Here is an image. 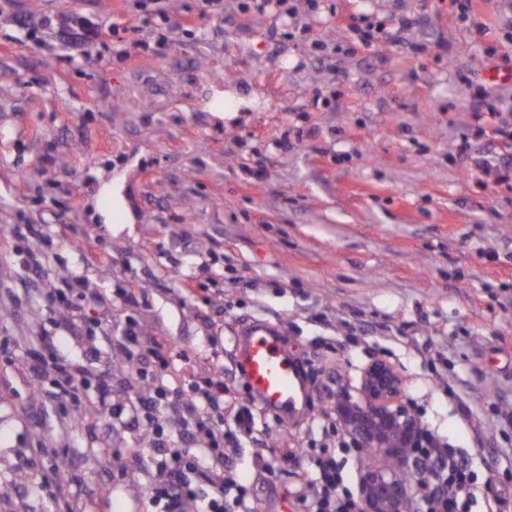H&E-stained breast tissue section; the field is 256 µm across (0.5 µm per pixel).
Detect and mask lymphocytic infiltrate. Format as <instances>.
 Returning <instances> with one entry per match:
<instances>
[{"label":"lymphocytic infiltrate","mask_w":512,"mask_h":512,"mask_svg":"<svg viewBox=\"0 0 512 512\" xmlns=\"http://www.w3.org/2000/svg\"><path fill=\"white\" fill-rule=\"evenodd\" d=\"M125 358L133 368H141L158 357L163 344L154 336L143 335L134 321H127L121 336ZM29 374L34 384L54 376L60 400L77 398L85 385L87 371L78 361L60 357L54 339L46 337L30 355ZM158 385L125 404L112 401V365L97 369V399L91 415L119 421L131 428L158 421L168 409H176L180 422L160 433L153 447L141 449L140 457L154 471L148 490L155 512H188L190 501L200 500L202 512H249L248 489L236 473L235 451L251 434L247 412L226 399L223 372H215L205 388L184 396L169 387L164 373H157ZM415 456L428 466L427 477L435 494L424 512H469L477 495L492 497L494 512H512V498L492 485L477 487L472 463L449 447L418 448ZM306 482L314 493L301 497V512H357L355 496L345 485L344 466L335 453L322 450L312 457L306 469ZM205 484V497H197L195 485Z\"/></svg>","instance_id":"lymphocytic-infiltrate-1"}]
</instances>
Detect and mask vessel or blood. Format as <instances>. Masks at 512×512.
Returning <instances> with one entry per match:
<instances>
[{"instance_id": "vessel-or-blood-1", "label": "vessel or blood", "mask_w": 512, "mask_h": 512, "mask_svg": "<svg viewBox=\"0 0 512 512\" xmlns=\"http://www.w3.org/2000/svg\"><path fill=\"white\" fill-rule=\"evenodd\" d=\"M237 368L253 399L277 415H296L306 398L299 365L285 351L277 325L255 321L242 328Z\"/></svg>"}]
</instances>
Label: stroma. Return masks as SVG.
Instances as JSON below:
<instances>
[{"label":"stroma","mask_w":512,"mask_h":512,"mask_svg":"<svg viewBox=\"0 0 512 512\" xmlns=\"http://www.w3.org/2000/svg\"><path fill=\"white\" fill-rule=\"evenodd\" d=\"M250 2L224 0L220 18L198 0H164L161 15L137 0L0 12V512H146L151 471L133 454L147 427L92 418V377L86 400L59 408L53 378L34 391L27 366L44 336L71 360L95 347L126 402L141 389L119 348L130 317L166 342L184 394L220 369L252 412L236 463L254 512H297L310 488L295 449L340 444L317 392L280 418L239 387L234 343L255 320L281 328L313 380L389 360L425 427L472 453L479 481L512 489V178L476 167L491 136L471 110L485 85L486 109L512 113V0L466 14L451 0ZM75 14L98 43L72 44ZM404 15L416 23L401 31ZM228 91L251 105L226 120ZM17 224L38 237L15 239ZM71 278L112 300L77 340L61 317ZM267 441L273 478L256 454ZM50 448L66 449L67 478Z\"/></svg>","instance_id":"obj_1"}]
</instances>
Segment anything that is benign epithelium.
Wrapping results in <instances>:
<instances>
[{"mask_svg": "<svg viewBox=\"0 0 512 512\" xmlns=\"http://www.w3.org/2000/svg\"><path fill=\"white\" fill-rule=\"evenodd\" d=\"M405 386L400 369L380 357L370 358L355 381L338 369L317 386L341 433L360 452L358 512H421L430 492L411 452L425 447L427 433Z\"/></svg>", "mask_w": 512, "mask_h": 512, "instance_id": "benign-epithelium-1", "label": "benign epithelium"}]
</instances>
